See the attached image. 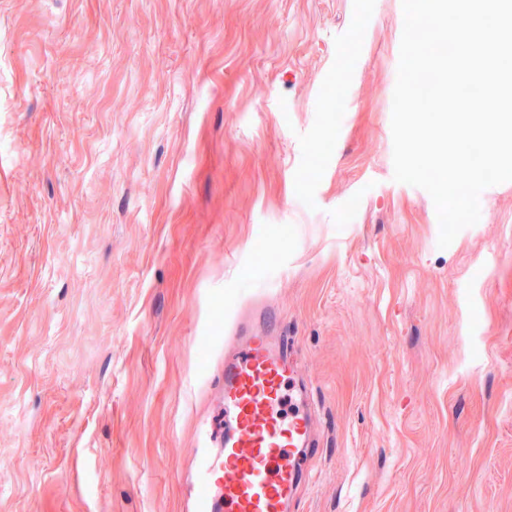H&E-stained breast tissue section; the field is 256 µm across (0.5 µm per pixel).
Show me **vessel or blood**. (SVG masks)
I'll list each match as a JSON object with an SVG mask.
<instances>
[{
  "label": "vessel or blood",
  "mask_w": 512,
  "mask_h": 512,
  "mask_svg": "<svg viewBox=\"0 0 512 512\" xmlns=\"http://www.w3.org/2000/svg\"><path fill=\"white\" fill-rule=\"evenodd\" d=\"M218 376L224 405L198 430L188 512H291L313 468V403L273 311L237 319Z\"/></svg>",
  "instance_id": "1"
}]
</instances>
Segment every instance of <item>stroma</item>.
<instances>
[{
  "label": "stroma",
  "mask_w": 512,
  "mask_h": 512,
  "mask_svg": "<svg viewBox=\"0 0 512 512\" xmlns=\"http://www.w3.org/2000/svg\"><path fill=\"white\" fill-rule=\"evenodd\" d=\"M401 2L0 0V512H182L247 279L299 512H512V181L442 249L394 180Z\"/></svg>",
  "instance_id": "stroma-1"
}]
</instances>
